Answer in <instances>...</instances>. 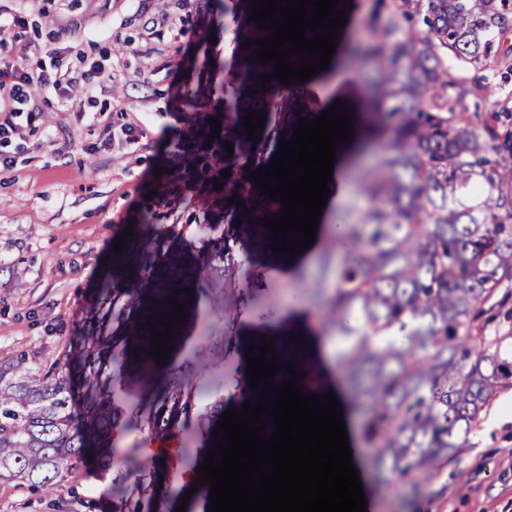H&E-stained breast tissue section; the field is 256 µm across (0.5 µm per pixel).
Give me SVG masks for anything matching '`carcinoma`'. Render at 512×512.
I'll return each mask as SVG.
<instances>
[{"label": "carcinoma", "instance_id": "obj_1", "mask_svg": "<svg viewBox=\"0 0 512 512\" xmlns=\"http://www.w3.org/2000/svg\"><path fill=\"white\" fill-rule=\"evenodd\" d=\"M374 20L370 54L392 142L359 176L365 207L342 221L329 309L344 338L337 352L343 380L372 405L363 421L366 447L377 466L420 486L490 400L512 388V334L462 333L493 291L512 280V190L501 187V163L489 157L481 132L457 112L468 91L448 97V54L471 64L487 55L486 0H391ZM255 56L230 62L227 89L195 118L188 175L205 184L215 204L226 194L255 203L250 185L227 182L221 172L259 165L275 143L237 141L230 157L225 132L210 137L214 117L223 129L235 125L242 84L265 100L262 74L274 73L275 63ZM213 260V286L249 277L227 243ZM140 303L132 281L105 280L73 353L43 367L23 355L0 361V479L55 493L96 448L102 471H115L107 487L113 512H169L180 491L159 493L153 475L127 488L113 448L126 429L177 437L211 396L204 418L218 423L224 375L196 383L168 358L162 390L124 418L112 386L123 382L122 333Z\"/></svg>", "mask_w": 512, "mask_h": 512}]
</instances>
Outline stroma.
Instances as JSON below:
<instances>
[{
	"mask_svg": "<svg viewBox=\"0 0 512 512\" xmlns=\"http://www.w3.org/2000/svg\"><path fill=\"white\" fill-rule=\"evenodd\" d=\"M500 17L487 60L479 65L449 58L448 73L469 88L463 112L476 126L491 123L502 157L512 156V0H493ZM221 0H0V12L19 18L16 52L29 67L54 65L79 70L93 61L112 72L95 98L81 89L62 96L45 87L35 93L41 111L19 117V132L0 145V358L26 353L46 363L62 355L77 334L98 280L107 266L126 279L138 257L112 256L126 226L141 228L145 207L163 223L180 225L183 241L167 243L153 262V281L138 316L125 327L129 369L124 388L141 400L156 385L145 375V315L157 312L170 285L191 290L184 326L194 338L176 360L194 378L224 376V404L241 408L250 335L221 343L225 319L249 316L253 327L279 324L282 311L298 304L310 320H322L310 297L321 280L319 255H312L295 285L277 274L289 259L275 252L268 226L246 223L251 246L245 260L257 276L234 294L208 288L212 245L194 216L205 192L184 172L175 143L190 144L194 110L186 97H206L196 66L208 46L228 59ZM112 126V142L100 130ZM163 168L155 176V168ZM174 181L187 203L169 202ZM485 335L512 330V282L495 290L480 311ZM213 344L197 346V338ZM448 461L435 466L424 488L398 484L378 470L370 453L358 463L371 512H512V390L497 394L469 434L460 435ZM159 442L132 431L119 441L120 466L129 478L158 472L170 485L186 483L182 462L160 463L151 454ZM110 481L90 463L81 464L68 490L47 494L0 480V512H112L101 490Z\"/></svg>",
	"mask_w": 512,
	"mask_h": 512,
	"instance_id": "stroma-1",
	"label": "stroma"
}]
</instances>
